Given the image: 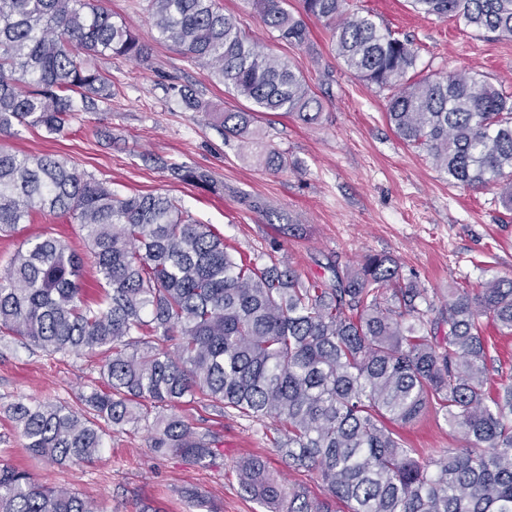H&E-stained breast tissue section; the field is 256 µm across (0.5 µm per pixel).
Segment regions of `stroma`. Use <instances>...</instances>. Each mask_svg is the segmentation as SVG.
Segmentation results:
<instances>
[{"instance_id":"stroma-1","label":"stroma","mask_w":512,"mask_h":512,"mask_svg":"<svg viewBox=\"0 0 512 512\" xmlns=\"http://www.w3.org/2000/svg\"><path fill=\"white\" fill-rule=\"evenodd\" d=\"M216 3L264 51L288 60L321 103L320 117L310 125L289 115L258 114L268 142L287 156L286 169L259 167L239 141L224 138L218 117L242 108L243 100L160 39L147 0H104L113 21L129 26L151 49L143 64L101 60L120 91L111 109L74 113L57 134L16 125L0 134V146L59 155L122 194L174 197L244 256L272 254L305 279L327 276L335 262L354 266L367 255H385L404 281L425 288L441 305L449 289L512 278V211L503 207L497 188L450 186L425 153L406 146L386 119L384 93L346 70L324 21L308 19L309 42L293 46L264 25L252 0ZM348 9L409 39L419 50L417 76L473 69L512 94V39L416 13L409 0H348ZM180 86L192 89L207 111L186 110L175 93ZM173 164L207 171L223 194H213L211 184L174 179ZM36 236L88 252L67 217L39 214L0 235V271ZM99 379L97 361L89 356H49L0 338V459L28 469L40 484L78 493L98 512H263L239 485L237 463L249 455L262 456L289 484L324 499L315 473L291 472L281 461L271 443L277 422L251 423L197 404L178 412L210 432L219 450L200 464L176 453L154 456L145 420L107 433L91 463L57 466L30 458L8 417L10 404L26 395L79 410L82 395ZM399 434L423 458L459 444L458 434L431 416Z\"/></svg>"}]
</instances>
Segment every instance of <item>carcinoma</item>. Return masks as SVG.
Returning <instances> with one entry per match:
<instances>
[{
    "instance_id": "1",
    "label": "carcinoma",
    "mask_w": 512,
    "mask_h": 512,
    "mask_svg": "<svg viewBox=\"0 0 512 512\" xmlns=\"http://www.w3.org/2000/svg\"><path fill=\"white\" fill-rule=\"evenodd\" d=\"M302 3L295 15L287 0H254L264 25L291 45L308 41L305 19L325 20L346 70L387 92L397 136L425 152L448 184L495 185L512 209V95L476 71L417 79L409 40L350 15L347 0ZM411 4L512 38V0ZM149 12L161 39L249 103L224 113L223 135L251 145L265 167L286 168L253 113L315 123L320 103L304 78L261 50L215 0H149ZM149 55L100 0H0V134L16 124L59 133L75 112L110 109L112 76L89 59ZM170 171L224 191L204 172ZM45 213L79 226L104 299L84 298L83 260L64 242L29 239L0 273V336L50 355H101L103 365L83 413L26 398L11 404L32 457L89 462L103 448L102 425L122 429L151 409V448L202 462L216 449L174 412L192 401L278 422L281 459L293 471L316 472L346 512H512V376L492 381L482 322L512 334V278L455 288L440 308L383 255L303 280L272 257L244 259L173 197L120 196L63 159L1 148L0 232ZM429 413L465 445L427 459L405 447L391 426ZM237 472L266 512H332L285 485L260 456L242 459ZM0 512L96 508L0 460Z\"/></svg>"
}]
</instances>
